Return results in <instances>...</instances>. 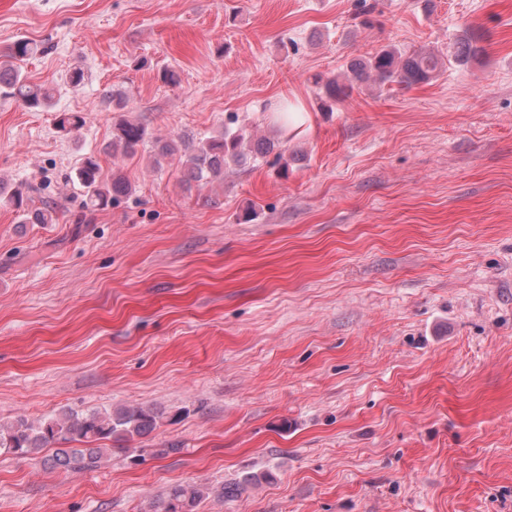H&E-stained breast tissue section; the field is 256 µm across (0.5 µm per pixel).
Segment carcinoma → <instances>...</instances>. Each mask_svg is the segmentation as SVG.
<instances>
[{
  "mask_svg": "<svg viewBox=\"0 0 512 512\" xmlns=\"http://www.w3.org/2000/svg\"><path fill=\"white\" fill-rule=\"evenodd\" d=\"M43 52L37 42L25 37L0 49V90L30 109L51 105L48 90L32 84L25 70L27 61ZM442 65V58L428 51L406 54L383 48L365 60L351 63L346 82L336 79L324 82L318 76L315 84L322 85L324 107L330 111L336 101L349 97L359 82L372 78L380 83L411 85L430 79ZM84 125L85 117L79 112H63L57 117V128L67 135L78 133ZM149 147L162 158L183 157L181 182L186 185L222 182L228 162L243 164L248 159L245 138L240 133L226 131L188 143L181 150L177 141L155 139L146 124L124 115L113 124L112 144L103 152L134 156ZM72 182L81 191L82 208L88 212L104 209L118 197L132 192L131 184L118 167L112 169L111 180H103L98 155L94 153L79 158ZM5 202L19 213L22 224H52L57 217L56 207L48 203L30 207L29 198L20 190L13 191ZM162 419L163 413L147 406L93 409L81 416L65 413L37 424L18 417L0 422V454L35 455L55 444L57 448L44 460L51 468L64 472L96 471L110 461L112 448L108 443L146 437ZM269 477L268 473H249L218 489L207 483L175 485L164 497L151 503L149 512H197L199 505L215 493L230 498Z\"/></svg>",
  "mask_w": 512,
  "mask_h": 512,
  "instance_id": "carcinoma-1",
  "label": "carcinoma"
}]
</instances>
